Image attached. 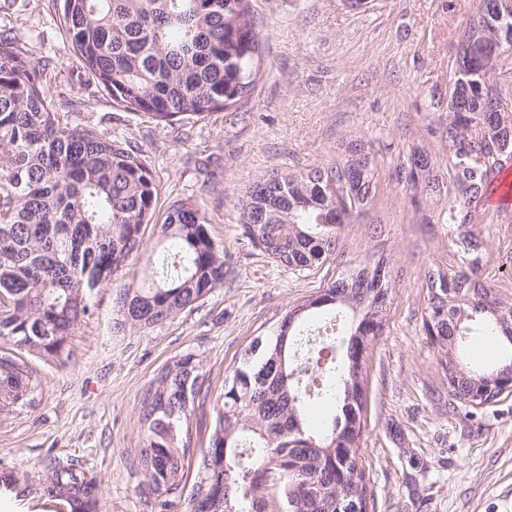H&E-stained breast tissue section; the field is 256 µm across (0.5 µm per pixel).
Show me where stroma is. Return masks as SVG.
I'll use <instances>...</instances> for the list:
<instances>
[{
	"mask_svg": "<svg viewBox=\"0 0 512 512\" xmlns=\"http://www.w3.org/2000/svg\"><path fill=\"white\" fill-rule=\"evenodd\" d=\"M478 0H251L263 61L248 104L206 119L159 124L113 103L70 51L56 0H0V31L44 69L70 120L141 150L159 187L146 248L130 257L115 286L153 266L159 226L172 202L205 213L224 250V283L192 308L153 328L114 327L112 288L101 289L90 323L67 352L31 359L38 405L0 421V473L25 475L31 492L0 484V512H60L42 496L37 464L77 462L100 483L98 512H150L137 493L130 456L140 439L139 400L156 372L192 353L206 381L189 420L190 447H209L224 379L241 350L271 333L289 306L314 297L343 260L386 257L395 279L389 320L366 354L361 452L369 475L368 512H512V396L467 420L448 410L441 355L424 330L428 271L467 267V246L442 213L454 184L439 133L448 111L456 42ZM371 140L378 180L369 206L353 214L341 255L299 273L245 238L238 201L273 171L339 160L345 144ZM428 153L444 191L433 199L399 185L396 166L410 148ZM471 237L482 246L479 276L512 299V209L478 206Z\"/></svg>",
	"mask_w": 512,
	"mask_h": 512,
	"instance_id": "35a3bbf8",
	"label": "stroma"
}]
</instances>
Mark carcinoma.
Masks as SVG:
<instances>
[{
    "label": "carcinoma",
    "mask_w": 512,
    "mask_h": 512,
    "mask_svg": "<svg viewBox=\"0 0 512 512\" xmlns=\"http://www.w3.org/2000/svg\"><path fill=\"white\" fill-rule=\"evenodd\" d=\"M60 24L85 73L130 112L171 124L202 119L248 101L261 61V36L250 0H58ZM478 0L460 37L493 41L512 17L481 9ZM460 87L467 109L448 110L441 138L455 191L448 218L466 237L473 204L488 197L494 174L512 163V112L484 111L491 72L481 58H462ZM477 129L467 133L468 121ZM410 188L438 186L428 153L412 149L397 166ZM378 176L373 143L351 142L330 165L273 172L239 200L240 223L253 247L294 271L317 268L336 252L352 212L373 197ZM347 206L338 210L329 185ZM158 186L140 152L59 111L40 69L15 38L0 34V416L36 402L38 378L25 357L59 354L86 324L100 289L144 246ZM177 259L141 283L117 289L115 328L140 331L174 317L224 283V251L190 200L173 202L160 225ZM469 271L437 270L446 281V313L433 323V344L448 352L483 322L506 348L505 359L482 371L459 368L448 407L474 418V394L512 360V304ZM392 283L381 258L354 263L326 291L298 303L270 334L251 339L224 380L210 447L197 464L188 512H363L368 482L360 450L364 398L342 366L336 411L319 432L305 406L324 394L336 372V345L326 341L299 360L308 320L317 312L350 322L375 340L390 312ZM204 385L200 360L179 357L157 371L140 399V440L132 466L139 496L155 512H173L186 468L190 437L183 429ZM40 490L70 512H92L99 482L75 463L39 462Z\"/></svg>",
    "instance_id": "obj_1"
}]
</instances>
